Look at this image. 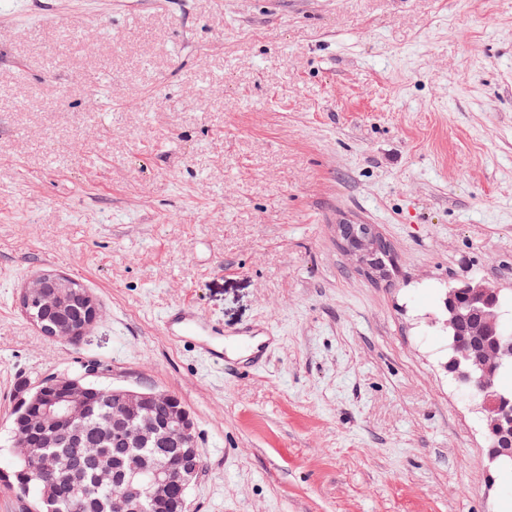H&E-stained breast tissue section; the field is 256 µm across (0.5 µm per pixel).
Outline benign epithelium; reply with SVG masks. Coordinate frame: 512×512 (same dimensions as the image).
<instances>
[{
  "instance_id": "obj_1",
  "label": "benign epithelium",
  "mask_w": 512,
  "mask_h": 512,
  "mask_svg": "<svg viewBox=\"0 0 512 512\" xmlns=\"http://www.w3.org/2000/svg\"><path fill=\"white\" fill-rule=\"evenodd\" d=\"M341 234L353 249L371 247L376 240L375 229L368 224H344ZM467 304L471 316L463 318L460 305ZM19 305L23 310L38 309L48 315L39 320V330L47 336L73 343L79 342L97 322L100 311L85 288L70 277L42 271L33 276L22 288ZM454 330L455 355L449 372L457 382L473 390L480 400L484 416V433L488 441L485 448L489 463L512 460V400L499 393L496 376L499 369L512 362V336L502 329L500 291L482 280H470L448 289L446 299ZM102 374L97 363L84 365V371L54 390H42L39 394L42 414L38 421L25 422V433H36L50 438L61 428L71 431V444L75 448L72 459L61 464L80 465L87 459L78 432L82 421L91 411L92 401L106 395V391L94 387L95 378ZM112 431L122 433L125 442L136 448H144L160 437L170 439L187 448L197 447L195 423L189 412L180 406L175 395L161 390L135 388L112 389ZM159 404L176 409V414L159 422L152 417V410ZM14 454L26 460L37 458L44 469L52 468L57 455L43 448L14 449ZM127 482H148V496L161 499L171 486L187 488L197 470L191 453L179 458L177 465L144 475L141 456L129 452L124 459Z\"/></svg>"
}]
</instances>
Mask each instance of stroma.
Wrapping results in <instances>:
<instances>
[{
	"label": "stroma",
	"instance_id": "obj_1",
	"mask_svg": "<svg viewBox=\"0 0 512 512\" xmlns=\"http://www.w3.org/2000/svg\"><path fill=\"white\" fill-rule=\"evenodd\" d=\"M44 270L103 310L79 344L20 309ZM475 279L512 332V0H0V473L17 383L93 360L189 410V512H503L448 372ZM341 234L352 249L371 247L376 240L375 229L368 224H342ZM166 330L176 325L181 330V336H202L198 326V317L189 309L178 311L163 321Z\"/></svg>",
	"mask_w": 512,
	"mask_h": 512
}]
</instances>
